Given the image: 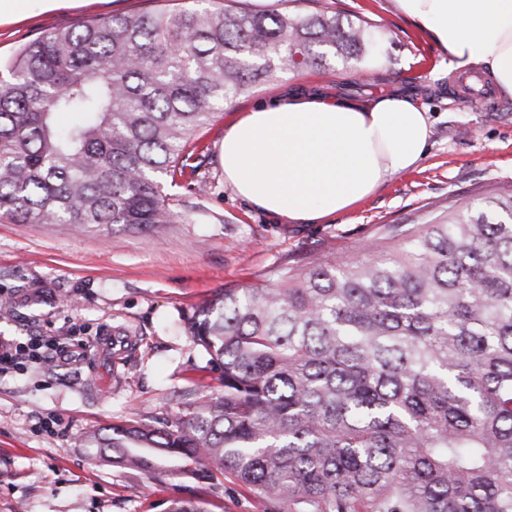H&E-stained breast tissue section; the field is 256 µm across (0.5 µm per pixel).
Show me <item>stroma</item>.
<instances>
[{
  "instance_id": "35a3bbf8",
  "label": "stroma",
  "mask_w": 512,
  "mask_h": 512,
  "mask_svg": "<svg viewBox=\"0 0 512 512\" xmlns=\"http://www.w3.org/2000/svg\"><path fill=\"white\" fill-rule=\"evenodd\" d=\"M167 2L77 0L33 13L0 26V61L46 32ZM238 3L252 12H327L364 24L381 42L371 78L354 88L346 69H291L218 110L186 148L184 175L165 189L171 209L193 213V222L141 233L0 221V297L10 300L0 310V340L74 330L92 338L78 361L57 357L0 372V512H165L177 499L204 503L207 512H270L231 477L202 482L173 474L167 462L149 475L123 470L97 461L81 436L139 419L162 424L182 413L185 389L213 386L215 372L182 318L221 289L270 284L279 266L364 258L385 225L424 224L449 207L512 191V105L467 108L453 92L458 73L447 53L397 0ZM292 86L358 100L410 95L432 121L426 158L353 211L320 224L261 212L225 184L220 144L239 114ZM117 328L132 338L119 356L101 346ZM114 372L119 383L101 390L99 380Z\"/></svg>"
}]
</instances>
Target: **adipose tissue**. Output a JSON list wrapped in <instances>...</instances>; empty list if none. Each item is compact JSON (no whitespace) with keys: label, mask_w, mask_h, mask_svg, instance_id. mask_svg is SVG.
Wrapping results in <instances>:
<instances>
[{"label":"adipose tissue","mask_w":512,"mask_h":512,"mask_svg":"<svg viewBox=\"0 0 512 512\" xmlns=\"http://www.w3.org/2000/svg\"><path fill=\"white\" fill-rule=\"evenodd\" d=\"M448 53L451 69L485 72L512 94V0H397ZM431 122L407 96L366 102L291 90L259 102L224 133V182L295 224L346 213L426 156Z\"/></svg>","instance_id":"ef3b65f1"}]
</instances>
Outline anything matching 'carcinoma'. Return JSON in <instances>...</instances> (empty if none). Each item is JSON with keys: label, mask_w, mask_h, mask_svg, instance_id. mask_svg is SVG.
<instances>
[{"label": "carcinoma", "mask_w": 512, "mask_h": 512, "mask_svg": "<svg viewBox=\"0 0 512 512\" xmlns=\"http://www.w3.org/2000/svg\"><path fill=\"white\" fill-rule=\"evenodd\" d=\"M376 48L332 14L212 0L49 31L0 75V220L187 223L162 182L216 110L291 68L365 74ZM67 112L80 120L61 127ZM371 253L196 306L184 329L215 389L86 447L123 469L229 474L283 512H512V193L387 225Z\"/></svg>", "instance_id": "carcinoma-1"}]
</instances>
